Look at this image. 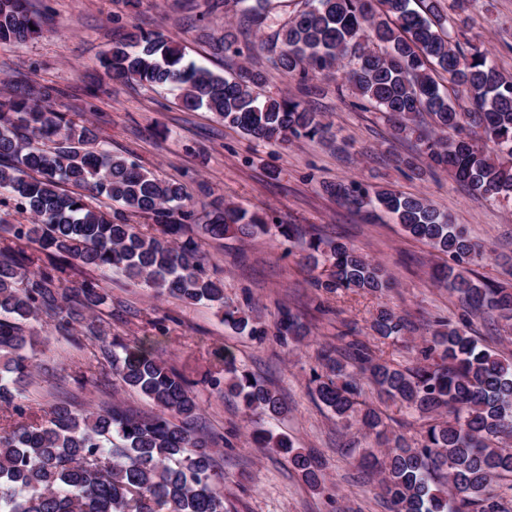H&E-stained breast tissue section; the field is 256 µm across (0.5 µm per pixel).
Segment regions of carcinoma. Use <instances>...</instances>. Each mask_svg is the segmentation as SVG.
<instances>
[{
    "instance_id": "carcinoma-1",
    "label": "carcinoma",
    "mask_w": 512,
    "mask_h": 512,
    "mask_svg": "<svg viewBox=\"0 0 512 512\" xmlns=\"http://www.w3.org/2000/svg\"><path fill=\"white\" fill-rule=\"evenodd\" d=\"M469 0H299L273 31L269 48L282 72L304 81L347 58L341 80L390 121L399 135L420 142L427 168L446 170L484 200L512 201V75L501 72L472 34ZM209 12H232L247 29L266 26L273 0H207ZM42 14L29 0H0V42L24 43L42 31ZM122 83L162 86L187 110L204 108L248 137L286 146L325 139L331 125L289 97H262L265 75L242 65L228 75L185 60L174 41L136 28L100 60ZM0 100V406L15 419L0 423V512H230L215 471V443L197 433L199 403L187 379L155 354L146 336L111 349L102 318L110 296L96 279L64 284L78 266L117 271L189 304L210 303L224 323L259 342L269 326L224 304V288L201 264L198 221L183 184L165 180L128 158L97 148L93 131L55 108L60 91L19 76ZM340 203L371 218L386 215L410 237L445 256L433 276L458 294L465 316L495 313L512 326V287L479 279L472 265L484 248L465 225L427 198L357 181L326 186ZM200 232L246 239L274 232L299 238L296 224H268L257 214L212 202ZM26 214L25 223L12 215ZM143 217L149 224H135ZM306 265L327 268L318 287L379 293L391 288L385 269L340 240L306 241ZM75 302L96 315L86 333L101 341L93 352L124 385L159 412L134 414L115 403L76 409L67 402L28 415L15 403L32 376L37 338L27 327L43 316L69 334ZM415 364L400 368L366 342L345 354L324 351L312 394L343 428L356 427L384 448L379 488L393 512H507L492 492L497 476L512 474V359L481 345L450 322H438ZM275 336L283 344L308 336L289 310ZM373 339L399 340L408 320L390 307L373 317ZM225 393L250 411L280 417L288 408L263 380L241 369L234 354H218ZM400 402L426 422L409 442L390 435L364 386ZM254 441L288 456L303 481L325 487L323 463L284 434L253 433Z\"/></svg>"
}]
</instances>
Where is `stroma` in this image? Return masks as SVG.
Listing matches in <instances>:
<instances>
[{
  "label": "stroma",
  "mask_w": 512,
  "mask_h": 512,
  "mask_svg": "<svg viewBox=\"0 0 512 512\" xmlns=\"http://www.w3.org/2000/svg\"><path fill=\"white\" fill-rule=\"evenodd\" d=\"M46 12L41 35L20 44L0 43V81L18 75L56 87L61 111L91 123L100 147L130 154L160 178L184 184L194 199L216 198L286 224H297L324 237H340L381 263L394 280L381 294L326 292L315 285V274L302 265L300 246L259 233L240 241H204L208 275L224 285L231 306L246 303L262 320L274 324L280 308H290L313 336L300 344H281L275 336L257 342L233 332L224 314L206 303L194 305L167 297L154 298L151 289L109 272L78 268L70 286L96 277L112 298V333L130 343L153 334V322L166 330L159 355L192 382L205 430L218 441L215 453L224 473V496L230 512H390L379 494V472L366 473L359 460L371 442L357 429L346 430L335 416L314 400L310 374L319 366L322 345L337 344L341 333L354 329L370 337L379 306L408 315L413 333L388 340L385 358L412 365L430 325L444 320L460 323L456 295L434 280L440 258L422 242L405 236L387 218L366 221L362 213L328 195L324 186L355 179L377 187H392L426 195L440 210L467 225L472 237L495 248L497 260L475 266L478 277L503 280L501 262L512 258V203L499 204L472 196L445 172L416 177L402 164L416 153V140L396 135L392 125L365 102L357 100L335 76L308 82L290 77L259 49L261 33L243 31L236 18L205 15L204 0H32ZM469 14L498 68L512 74V0H471ZM159 30L178 42L186 59L218 73L247 65L264 71L265 96H288L323 113L333 125L335 144L301 140L285 147L257 143L225 127L211 112L188 111L174 92L163 87L109 82L100 58L131 27ZM231 32L239 44L250 45L247 58L215 53L216 38ZM88 315H80L71 336H63L52 321L35 325L38 344L32 358L33 382L20 405L51 404L60 393L77 396L82 405L111 400L143 413L154 406L108 374L105 384L81 387V377H95L92 358L96 342L85 339ZM231 350L238 365L269 383L289 407L286 417L273 420L246 412L238 399L210 384L223 376L217 351ZM269 429L288 435L295 447L316 455L324 465L326 491L307 486L287 458L257 447L252 432Z\"/></svg>",
  "instance_id": "stroma-1"
}]
</instances>
